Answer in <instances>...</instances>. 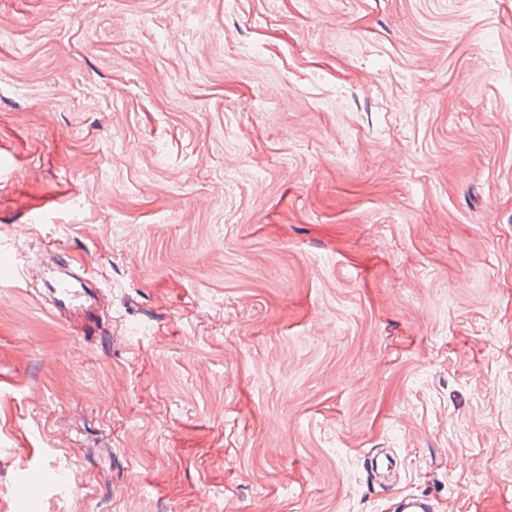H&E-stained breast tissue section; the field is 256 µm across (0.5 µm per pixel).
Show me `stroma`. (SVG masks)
<instances>
[{
	"instance_id": "35a3bbf8",
	"label": "stroma",
	"mask_w": 512,
	"mask_h": 512,
	"mask_svg": "<svg viewBox=\"0 0 512 512\" xmlns=\"http://www.w3.org/2000/svg\"><path fill=\"white\" fill-rule=\"evenodd\" d=\"M0 27V512H512V0ZM49 288L54 295V308L48 309L50 312L64 310L72 315L81 311L94 317L92 297L86 288L85 278L81 274L70 267L59 270L52 277Z\"/></svg>"
}]
</instances>
